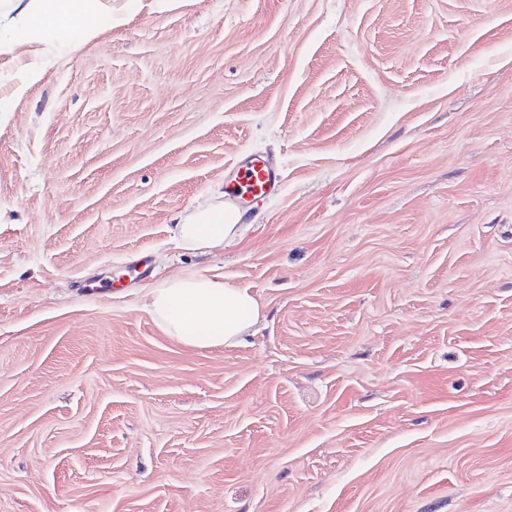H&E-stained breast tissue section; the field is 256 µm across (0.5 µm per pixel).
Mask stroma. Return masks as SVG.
Masks as SVG:
<instances>
[{
	"label": "stroma",
	"mask_w": 512,
	"mask_h": 512,
	"mask_svg": "<svg viewBox=\"0 0 512 512\" xmlns=\"http://www.w3.org/2000/svg\"><path fill=\"white\" fill-rule=\"evenodd\" d=\"M112 13L0 53V512H512V0ZM244 154L281 197L185 253ZM197 272L242 345L144 310ZM144 308L166 336L200 348L239 345L264 318L250 288L202 273L159 282L146 292Z\"/></svg>",
	"instance_id": "35a3bbf8"
}]
</instances>
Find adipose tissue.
Segmentation results:
<instances>
[{"instance_id": "adipose-tissue-1", "label": "adipose tissue", "mask_w": 512, "mask_h": 512, "mask_svg": "<svg viewBox=\"0 0 512 512\" xmlns=\"http://www.w3.org/2000/svg\"><path fill=\"white\" fill-rule=\"evenodd\" d=\"M111 12L106 0H8L0 25L25 31L29 43L76 49L96 38L95 18ZM246 229L242 212H225L218 203L182 217L174 234L181 249L204 254L236 241ZM144 307L166 336L188 347L239 345L263 317L251 289L202 273L159 282L146 292Z\"/></svg>"}]
</instances>
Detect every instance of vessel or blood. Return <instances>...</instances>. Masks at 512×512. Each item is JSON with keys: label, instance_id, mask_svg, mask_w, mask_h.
I'll return each mask as SVG.
<instances>
[{"label": "vessel or blood", "instance_id": "obj_1", "mask_svg": "<svg viewBox=\"0 0 512 512\" xmlns=\"http://www.w3.org/2000/svg\"><path fill=\"white\" fill-rule=\"evenodd\" d=\"M282 172L278 164L260 156L239 159L224 182V205L249 209L279 194Z\"/></svg>", "mask_w": 512, "mask_h": 512}]
</instances>
